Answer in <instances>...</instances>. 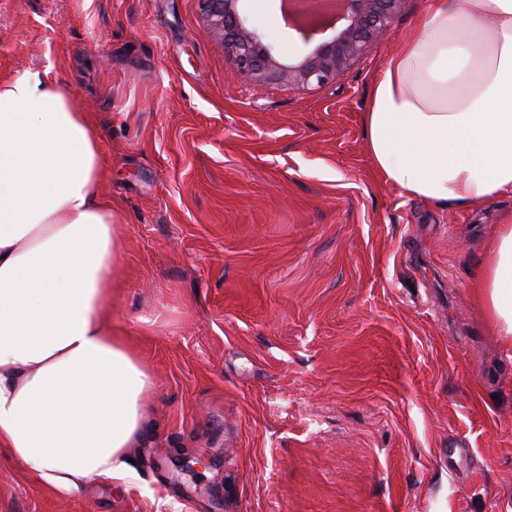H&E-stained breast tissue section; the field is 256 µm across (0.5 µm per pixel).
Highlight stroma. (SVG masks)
<instances>
[{"label":"stroma","instance_id":"35a3bbf8","mask_svg":"<svg viewBox=\"0 0 512 512\" xmlns=\"http://www.w3.org/2000/svg\"><path fill=\"white\" fill-rule=\"evenodd\" d=\"M425 3L297 92L239 82L199 0H0V82L70 84L101 136L112 330L154 378L127 482L61 496L0 451V512H512V358L476 290L512 197H407L362 123ZM237 8L286 60L331 37Z\"/></svg>","mask_w":512,"mask_h":512}]
</instances>
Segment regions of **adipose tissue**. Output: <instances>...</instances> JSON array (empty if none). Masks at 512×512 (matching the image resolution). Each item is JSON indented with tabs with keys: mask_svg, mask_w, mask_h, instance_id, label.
I'll return each mask as SVG.
<instances>
[{
	"mask_svg": "<svg viewBox=\"0 0 512 512\" xmlns=\"http://www.w3.org/2000/svg\"><path fill=\"white\" fill-rule=\"evenodd\" d=\"M363 123L383 183L480 206L512 196V0H427L384 63ZM100 136L71 85L0 82V449L63 495L129 477L153 381L112 332L120 216ZM512 352V225L480 287Z\"/></svg>",
	"mask_w": 512,
	"mask_h": 512,
	"instance_id": "obj_1",
	"label": "adipose tissue"
}]
</instances>
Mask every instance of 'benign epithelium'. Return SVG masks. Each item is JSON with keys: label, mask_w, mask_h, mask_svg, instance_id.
Masks as SVG:
<instances>
[{"label": "benign epithelium", "mask_w": 512, "mask_h": 512, "mask_svg": "<svg viewBox=\"0 0 512 512\" xmlns=\"http://www.w3.org/2000/svg\"><path fill=\"white\" fill-rule=\"evenodd\" d=\"M339 9L329 19L305 23L288 11V22L305 38L344 22L341 30L295 64H284L258 31L246 25L238 0H200L202 11L224 40V48L236 61V77L253 81H279L296 91L322 86L353 61L367 54L375 42L389 33L402 0H336Z\"/></svg>", "instance_id": "1"}]
</instances>
